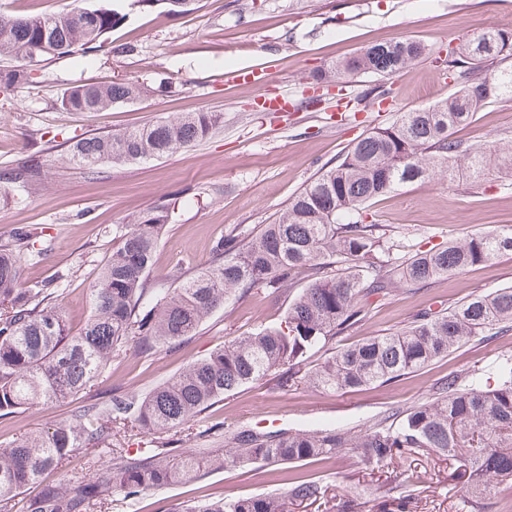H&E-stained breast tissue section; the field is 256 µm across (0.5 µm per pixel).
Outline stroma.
I'll use <instances>...</instances> for the list:
<instances>
[{
    "label": "stroma",
    "mask_w": 512,
    "mask_h": 512,
    "mask_svg": "<svg viewBox=\"0 0 512 512\" xmlns=\"http://www.w3.org/2000/svg\"><path fill=\"white\" fill-rule=\"evenodd\" d=\"M86 3L123 15L108 39L134 45V53L52 59L36 68L24 88L0 89V166L33 159L50 166L48 184L0 202V244L14 243L19 227L35 229L45 253L25 260L23 278L53 283L65 275L61 303L75 329L91 314L88 293L112 253L116 232L131 228L140 212L164 199L175 202L148 277L151 287H170L172 275L189 277L208 264L218 239L273 222L356 138L391 124L398 113L446 99L458 86L447 60L460 39L488 29L512 31V0H198L195 11L182 16L162 2L152 8L138 0ZM400 38L422 43L426 53L397 73L395 101L378 100L374 90L386 80L372 73L314 86V74L326 64ZM254 69L267 73L264 83L247 88L231 82V75ZM115 79L139 83L146 93L101 112H68L59 105L69 86ZM184 112H220L224 125L190 149L114 164L95 176L61 162L72 136L143 126ZM454 136L468 145L512 138V98L480 105ZM368 212L408 245L426 249L463 240L512 226V175L483 184L414 182L372 200ZM511 286V252L426 284L402 285L373 297L369 315L336 344L393 333L424 311ZM301 289L297 283L252 290L225 303L193 336L146 355L130 350L113 358L80 403L107 400L116 390L147 392L225 343L280 324ZM506 356H512V330L459 345L398 382L346 393L304 383L279 387L262 379L226 393L196 423L349 429L375 421L390 407L427 400L448 373L480 368L496 377V364ZM69 411L66 405H38L0 419V444L61 421ZM305 472L338 498L358 485L371 486L378 496L388 489L386 473L369 472L348 454L306 466ZM446 472L445 463L419 462L417 474L428 490L415 512H456L461 491L445 484ZM285 492L278 467L219 470L193 485L123 504L118 512H174L190 500Z\"/></svg>",
    "instance_id": "obj_1"
}]
</instances>
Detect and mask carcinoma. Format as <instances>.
I'll list each match as a JSON object with an SVG mask.
<instances>
[{
	"instance_id": "obj_1",
	"label": "carcinoma",
	"mask_w": 512,
	"mask_h": 512,
	"mask_svg": "<svg viewBox=\"0 0 512 512\" xmlns=\"http://www.w3.org/2000/svg\"><path fill=\"white\" fill-rule=\"evenodd\" d=\"M51 15H0V59L40 63L93 55L102 37L123 16L105 8ZM425 48L403 39L376 43L340 60L317 79L330 82L360 73L392 76L418 61ZM450 60L461 87L429 107L401 112L395 122L353 143L342 158L297 193L288 208L255 234L222 238L214 259L194 276L173 279L172 288H151L147 276L159 236L171 218L162 202L135 217L118 235L108 263L90 290L92 314L72 332L60 289L21 281V255L0 245V418L33 405L74 400L93 387L114 356L144 354L196 334L202 322L228 300L251 289L279 290L307 279L289 306L284 323L264 328L209 355L145 395L114 393L105 402L77 407L70 419L0 447V512H90L93 505L140 499L186 484L208 473L255 465L282 466L287 497L263 494L199 502L184 512H288L286 499L316 503L326 489L299 465L355 455L374 473L396 468L386 495L373 512H413L417 497L408 471L422 457L448 462V479L462 486L457 512H489L496 485L512 481V358L498 366L499 381L484 374H450L436 383L432 398L391 407L372 423L343 431L321 429L226 430L192 422L214 401L241 386L269 379L278 386L308 382L349 391L385 384L448 355L461 343L512 329V287L470 297L446 312L426 311L406 329L373 336L309 365L310 357L362 321L369 298L386 296L398 283L423 284L512 252V226L450 241L438 249L405 251L383 224L367 221V203L405 184L430 179L494 176L512 170V141L474 148L453 137L487 99L512 97V69L480 76L490 59L512 57V33L485 30L462 41ZM26 69H0V85L28 83ZM145 93L129 81L77 84L64 90L60 106L69 112H99L133 103ZM224 115L186 113L141 128L69 138L66 162L89 175L109 165L159 158L208 139ZM40 161L0 168V198L43 184ZM183 441L224 439L222 448L178 453L165 433ZM153 436L152 447L129 448L133 433ZM109 460L87 476L45 482L81 449ZM365 488L355 487L333 505L336 512H362Z\"/></svg>"
}]
</instances>
